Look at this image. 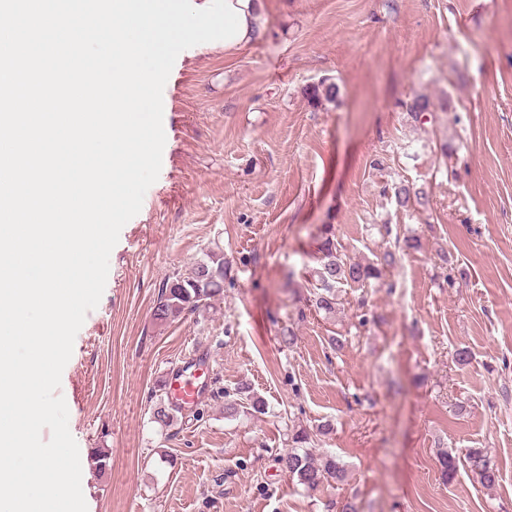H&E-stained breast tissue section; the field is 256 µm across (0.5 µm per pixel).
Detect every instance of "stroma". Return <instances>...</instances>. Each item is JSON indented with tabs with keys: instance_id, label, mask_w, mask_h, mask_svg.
<instances>
[{
	"instance_id": "obj_1",
	"label": "stroma",
	"mask_w": 512,
	"mask_h": 512,
	"mask_svg": "<svg viewBox=\"0 0 512 512\" xmlns=\"http://www.w3.org/2000/svg\"><path fill=\"white\" fill-rule=\"evenodd\" d=\"M264 2L249 48L178 55L159 178L63 370L88 512H512V0ZM324 79L340 96L317 107L304 90ZM418 93L435 123L401 109ZM399 179L429 186L427 212L383 194ZM327 224L355 261L382 252L381 224L421 247L396 288L340 286L327 316L307 304ZM217 249L223 295L156 322L163 282ZM197 358L211 364L203 404L160 429L165 372ZM242 384L265 411L225 418ZM324 423L315 448L349 477L309 491L276 457L298 426ZM469 448L491 454L495 485L464 467L440 479L439 451Z\"/></svg>"
}]
</instances>
